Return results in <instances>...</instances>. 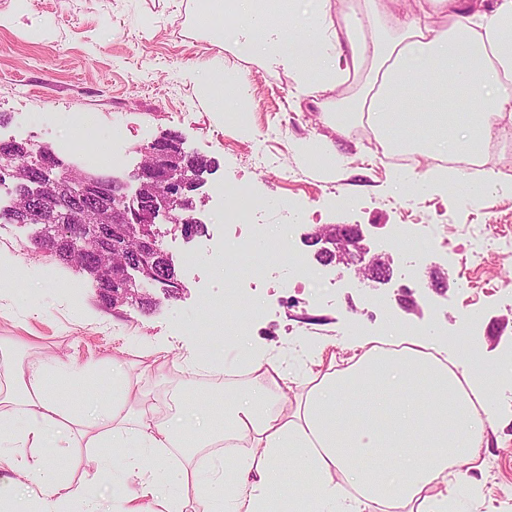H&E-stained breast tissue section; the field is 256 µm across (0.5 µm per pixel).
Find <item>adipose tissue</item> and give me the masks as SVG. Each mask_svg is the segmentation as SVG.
Masks as SVG:
<instances>
[{"instance_id": "ef3b65f1", "label": "adipose tissue", "mask_w": 512, "mask_h": 512, "mask_svg": "<svg viewBox=\"0 0 512 512\" xmlns=\"http://www.w3.org/2000/svg\"><path fill=\"white\" fill-rule=\"evenodd\" d=\"M196 25L223 36L226 16L238 22L239 51L261 65L296 74L311 99L368 69L366 89L352 109L333 112L339 131L369 127L388 148L403 145L420 155L431 148L449 155L480 152L496 122L512 118V0H417V13L396 22L382 0L344 25L319 19L299 36L268 24L284 0H199ZM447 24H439V17ZM375 35L365 39V29ZM391 349L370 346L347 369L324 374L304 409L288 413L285 392L295 384L284 364L262 348L194 342L183 349L185 372L216 362L246 367L259 383L231 404L207 405L209 423L199 447L223 442L225 455L203 456L186 467L174 451L189 434L185 421L159 416L155 404L128 408L133 384L121 364L112 366V397L77 405L64 400L55 381L97 377L94 366L75 367L33 358L13 361L0 339V468L32 477L27 512H56L65 484L39 450L49 438L69 448H121L112 473L119 495L112 512H283L284 504L316 503L318 512H448L455 498L449 476L473 468L488 447L490 380L473 372L475 351L456 343L447 359L424 343L395 337ZM27 420L18 433L10 418ZM311 480L299 489L286 464ZM344 481H336V473ZM0 480V512L15 485Z\"/></svg>"}]
</instances>
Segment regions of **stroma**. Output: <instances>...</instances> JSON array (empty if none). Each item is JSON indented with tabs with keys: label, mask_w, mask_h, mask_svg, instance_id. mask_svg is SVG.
I'll return each mask as SVG.
<instances>
[{
	"label": "stroma",
	"mask_w": 512,
	"mask_h": 512,
	"mask_svg": "<svg viewBox=\"0 0 512 512\" xmlns=\"http://www.w3.org/2000/svg\"><path fill=\"white\" fill-rule=\"evenodd\" d=\"M196 0H0V141L34 146L69 143L72 158L104 149L112 158L106 173L135 195L134 172L141 149L167 134L183 151L210 160L205 183L192 194L195 215L206 224L191 239L158 217L160 246L172 256L184 288L176 296L146 284L143 302L105 307L96 281L37 249L36 224L0 223V258L15 270L0 288V337L11 340L18 358L40 356L99 366L93 387L107 397L113 362L148 396L180 393L194 405L206 387L199 375L184 376L179 347L196 337L197 320L208 306L224 302L213 255L234 248L235 233L253 234L251 260L240 269V307L256 308L246 333L254 344L286 353L288 367L301 371L298 344L334 345L337 369L352 355L351 336L381 334L391 323L416 329L439 325V340L459 339L479 352L493 371L489 445L481 449L467 479L476 495H461L457 512H512V125L500 123L485 160L501 184L496 193L464 200L440 192L416 197L390 189L395 166L376 138L352 130L338 134L312 99L294 95L295 75L268 69L197 29ZM244 82L245 120L209 111L197 70ZM94 118L98 134L86 140L72 123L76 114ZM249 187L252 204L238 226L225 225L227 200L218 184ZM325 224H359L373 241L392 227L436 243L418 278L395 260L393 276L379 289L361 288L353 270L320 262L304 236ZM499 235L483 246L485 225ZM292 252L319 273L324 287L298 283L271 255L281 237ZM478 312L462 327L464 310ZM148 345L170 347L164 376L146 372L139 357ZM47 456L67 470L72 488L62 491L58 512H84V495L112 504V485L97 480L96 449L50 448ZM83 486L84 495L72 489Z\"/></svg>",
	"instance_id": "stroma-1"
}]
</instances>
